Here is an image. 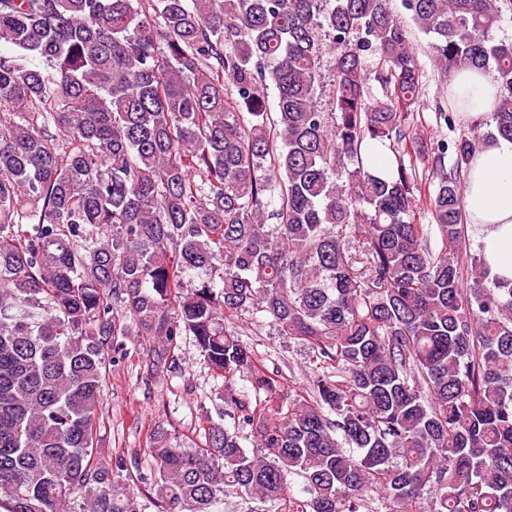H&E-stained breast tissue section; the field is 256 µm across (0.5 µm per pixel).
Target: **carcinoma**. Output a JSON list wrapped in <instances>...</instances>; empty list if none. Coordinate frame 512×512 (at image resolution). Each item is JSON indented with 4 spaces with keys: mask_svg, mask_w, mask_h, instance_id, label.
Here are the masks:
<instances>
[{
    "mask_svg": "<svg viewBox=\"0 0 512 512\" xmlns=\"http://www.w3.org/2000/svg\"><path fill=\"white\" fill-rule=\"evenodd\" d=\"M390 2L0 0V512H512V283L464 236L479 132L512 140V43L501 0ZM408 19L444 77L496 72L449 142L416 132ZM246 318L306 346L302 385ZM132 333L147 381L191 337L232 426L102 459Z\"/></svg>",
    "mask_w": 512,
    "mask_h": 512,
    "instance_id": "carcinoma-1",
    "label": "carcinoma"
}]
</instances>
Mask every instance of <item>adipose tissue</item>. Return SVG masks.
<instances>
[{
    "mask_svg": "<svg viewBox=\"0 0 512 512\" xmlns=\"http://www.w3.org/2000/svg\"><path fill=\"white\" fill-rule=\"evenodd\" d=\"M457 111L472 119L494 110L498 85L484 71L457 73L448 85ZM467 223L481 228L480 240L492 272L512 281V141L497 138L470 161L464 188Z\"/></svg>",
    "mask_w": 512,
    "mask_h": 512,
    "instance_id": "ef3b65f1",
    "label": "adipose tissue"
}]
</instances>
